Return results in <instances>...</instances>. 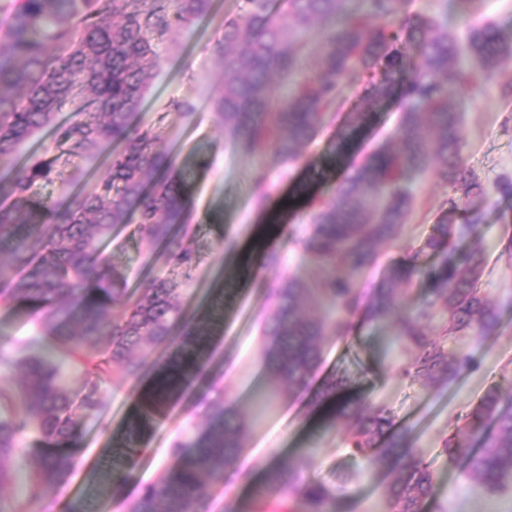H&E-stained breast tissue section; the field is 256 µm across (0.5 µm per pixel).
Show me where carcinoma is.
Masks as SVG:
<instances>
[{"instance_id":"obj_1","label":"carcinoma","mask_w":512,"mask_h":512,"mask_svg":"<svg viewBox=\"0 0 512 512\" xmlns=\"http://www.w3.org/2000/svg\"><path fill=\"white\" fill-rule=\"evenodd\" d=\"M249 10L225 24L213 51L224 64V86L211 108L224 124V137L242 153L282 161L296 158L311 140L324 114L340 95L351 72L368 85L366 104L398 95L397 150L381 145L336 188L333 199L312 217L303 249L326 269L317 282L290 278L275 288L265 283L273 314L262 328L264 362L277 384L302 386L321 363L320 342L344 336L350 319L361 315L383 323L396 311L395 291L411 283L422 253L437 257L428 272L430 300L414 320L400 323L399 336L418 354L400 374L405 378L454 379L476 367L469 354L449 352L444 343L458 334L486 338L499 320L481 295L483 256L463 252L457 242L470 237L481 221L478 201L484 188L469 178L461 159L463 142L457 93L482 87L500 66L512 60V32L489 19L468 28L465 41L448 32L446 13L378 24L395 14L397 0H288L275 14L267 0H248ZM213 0H11L10 24L0 33V169L9 167L21 146L50 129L57 146L94 159L100 145L120 149L106 160L107 176L92 187L79 186L85 173L67 174L55 161L34 159L24 173L0 176V248L13 266L0 265V303L23 302L37 315L38 336H52L62 358L40 353L33 339L0 336V369L21 371L17 386L0 384V487L9 482V464L23 456L21 444L32 436L54 447L34 459L27 498L42 499L47 487L68 479L73 456L64 446L76 439L81 420L99 407L100 389L111 378L137 379L145 363L134 352L146 344L173 340L183 315L176 299L181 282L157 277L134 293L112 268L103 244L121 224L136 225L140 243L162 248L168 264L189 271L195 256L177 241L185 227L189 201L183 175L169 153L155 144L148 129L131 125L159 65L157 41L176 26L189 28L207 19ZM325 37L317 48L315 79L297 81L312 22ZM409 44L411 58L402 51ZM294 85L278 111H269L270 78ZM94 111L78 107L73 118L57 114L84 93ZM433 172L459 186V199L445 201L431 233L408 263L394 266L369 295L357 277L377 260L381 247L406 222L414 203L410 175ZM164 177L147 186L150 173ZM58 181L68 195L59 204L41 196L37 186ZM122 315L112 313L116 304ZM438 309L442 335L425 329ZM203 322L184 331L175 360L163 376L148 408L162 410L165 388L193 373L200 375L206 338ZM79 362L87 387L69 389L67 360ZM205 426L190 427L171 448L173 463L128 500L126 512H211L214 484L224 481L238 458L247 422L223 396L204 412ZM351 418L346 442L352 456L370 466L392 467L398 478L389 489L385 512H421L434 475L406 431L382 415L370 418L362 404L345 401L331 423ZM151 418L125 427L115 447L124 453L123 478L135 466V452ZM482 440L474 452L466 438ZM441 454L468 460L476 486L501 487L512 481V390L495 388L484 395L457 433L442 442ZM309 458L279 461L266 467L257 488L255 512H335L336 488L303 479Z\"/></svg>"}]
</instances>
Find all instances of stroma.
<instances>
[{
	"mask_svg": "<svg viewBox=\"0 0 512 512\" xmlns=\"http://www.w3.org/2000/svg\"><path fill=\"white\" fill-rule=\"evenodd\" d=\"M247 9L246 0H213L209 18L188 29L174 28L158 48L157 74L133 119L135 125L154 131L161 148L186 174L191 230L185 243L195 264L178 303L191 319L216 299L224 301L223 329L206 349V368L219 373L220 389L235 403L248 428L240 458L214 488L213 512H251L252 493L267 464L302 452L312 459L306 478L337 485L336 512H383L396 474L367 468L363 460L349 455L345 422L324 430L325 413L316 397L331 379L344 383L335 402L362 398L366 413L386 411L394 428L409 429L417 452L434 472L432 494L422 512H512V482L496 490H473L465 461L450 463L440 454L443 440L455 433L486 392L512 382V223L502 219L512 213V196L497 189L500 182H512V98H503L498 91L499 84L512 81V61L483 90L465 88L458 94L464 127L461 156L470 177L487 192L483 220L463 248L483 253L482 293L500 315L494 335L462 336L448 343L450 350L470 353L476 370L448 382L406 379L399 373L411 362L414 350L398 340L397 322L414 318L427 300L423 272L434 263L433 257L418 255L417 250L442 203L454 194L450 185L428 173L415 180L407 223L382 246L376 264L360 278L362 289H370L392 266L418 257L422 273L399 289L397 321L374 324L356 317L348 336H324L323 361L316 374L303 386H280L276 399L265 406L260 394L268 386V374L260 355L259 327L272 308L255 284L274 286L288 277L314 282L322 277V267L298 241L306 235L317 207L332 200L337 184L364 155L394 143L398 108L391 102L376 105L364 123L353 125L352 109L362 103L366 91L363 83L349 81L334 117L325 120L293 162L277 165L265 156L234 151L210 103L224 84L223 63L213 43L223 36L225 23ZM174 99L191 100L193 115L185 119L170 112L168 104ZM342 137L347 140L345 151L339 161H331V151ZM260 179L270 186L268 204L262 209L250 192ZM104 252L133 291L172 273L161 250L147 251L131 224L113 230ZM132 387L129 380L102 387L97 412L84 420L81 436L70 448L75 467L65 482L30 504L20 472L0 487V497L26 503L28 512H69L73 503L95 495L98 512H124L126 501L140 486L169 464L168 449L178 432L191 423L203 424L205 403L215 397L198 380L172 400L145 434L131 477L116 490L101 481L102 460L113 436L123 429Z\"/></svg>",
	"mask_w": 512,
	"mask_h": 512,
	"instance_id": "obj_1",
	"label": "stroma"
}]
</instances>
